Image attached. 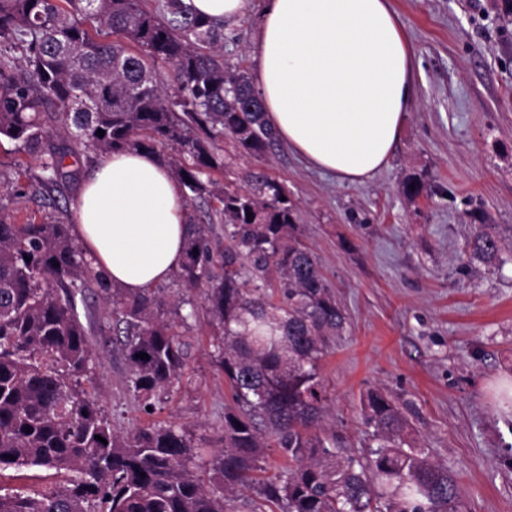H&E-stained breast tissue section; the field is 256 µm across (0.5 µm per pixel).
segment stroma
<instances>
[{
  "instance_id": "obj_1",
  "label": "stroma",
  "mask_w": 512,
  "mask_h": 512,
  "mask_svg": "<svg viewBox=\"0 0 512 512\" xmlns=\"http://www.w3.org/2000/svg\"><path fill=\"white\" fill-rule=\"evenodd\" d=\"M262 0L224 26V58L255 73L254 37ZM416 60L411 108L388 165L363 183L310 168L287 144L265 158L241 156L231 137L217 143L218 177L244 185L256 168L293 194L303 241L321 263L347 315L330 339L321 375L331 400L327 432L361 454L371 427L360 412L370 388L393 396L408 442L447 468L463 512H512V262L469 264L475 229L493 225L512 243V0H393ZM46 146L66 151L63 192L44 193L39 163L0 137V214L16 223L71 222L81 186L99 156L57 129ZM413 174L428 194L407 200ZM86 300L105 324L85 387L114 427L189 426L204 451L224 444L230 392L214 365L204 319L178 324L190 345L185 385L161 410L143 411L112 349V308Z\"/></svg>"
}]
</instances>
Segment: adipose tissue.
<instances>
[{
    "label": "adipose tissue",
    "mask_w": 512,
    "mask_h": 512,
    "mask_svg": "<svg viewBox=\"0 0 512 512\" xmlns=\"http://www.w3.org/2000/svg\"><path fill=\"white\" fill-rule=\"evenodd\" d=\"M255 61L267 121L309 166L352 183L386 166L415 71L390 0H264ZM73 221L84 250L126 291L165 282L181 265L188 207L155 154L105 155Z\"/></svg>",
    "instance_id": "ef3b65f1"
}]
</instances>
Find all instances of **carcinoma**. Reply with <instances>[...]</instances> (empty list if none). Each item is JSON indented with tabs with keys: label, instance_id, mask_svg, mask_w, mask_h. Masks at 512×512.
<instances>
[{
	"label": "carcinoma",
	"instance_id": "carcinoma-1",
	"mask_svg": "<svg viewBox=\"0 0 512 512\" xmlns=\"http://www.w3.org/2000/svg\"><path fill=\"white\" fill-rule=\"evenodd\" d=\"M161 10L164 22L143 0H0V136L39 161L44 188L64 178L66 153L43 147L58 126L103 154L168 148L165 162L186 202L218 204L224 243L209 225H189L175 277L204 296L232 402L224 446L206 461L185 427L112 426L82 384L96 336L79 309L85 290L112 304V344L144 410L182 383L188 348L176 323L160 316L154 289L115 286L70 225L3 215L0 471L44 468L68 480L40 493L0 492V512H230L244 492L250 512H462L448 470L406 446L393 399L373 390L361 398L374 443L361 457L321 427L329 392L320 361L345 331L346 313L300 239L288 188L263 171L249 173L245 189L212 177L224 167L220 138L253 158L278 141L248 73L224 60V26L183 0H161ZM86 21L118 39H94ZM161 66L172 68L174 87L158 79ZM401 189L411 200L426 192L416 176ZM501 253L482 227L468 258L493 267ZM269 448L291 461L284 473L267 474Z\"/></svg>",
	"mask_w": 512,
	"mask_h": 512
}]
</instances>
